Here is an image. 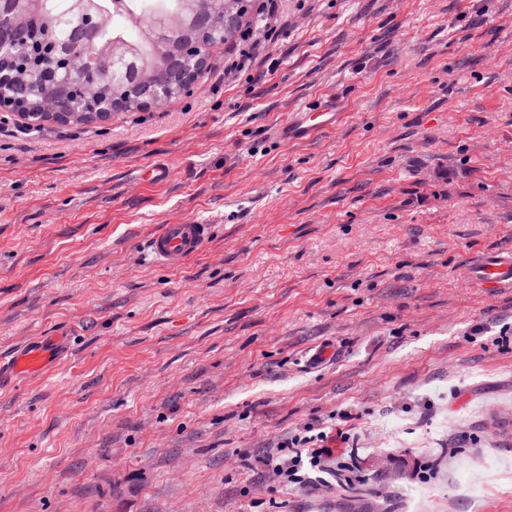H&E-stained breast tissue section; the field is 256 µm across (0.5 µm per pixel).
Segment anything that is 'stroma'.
<instances>
[{
  "label": "stroma",
  "mask_w": 512,
  "mask_h": 512,
  "mask_svg": "<svg viewBox=\"0 0 512 512\" xmlns=\"http://www.w3.org/2000/svg\"><path fill=\"white\" fill-rule=\"evenodd\" d=\"M281 9L261 80L218 47L161 109L0 112V357L71 335L0 382V512H512V287L471 276L512 250V0ZM188 218L207 252L151 265ZM308 423L355 456L269 492L251 457ZM213 234V225L193 220L162 224L147 238V256L155 266L176 269L203 253ZM63 336V334H59L51 336L50 339L32 341L25 350L18 353L7 364V369L18 380L47 373L53 366L55 349H58Z\"/></svg>",
  "instance_id": "obj_1"
}]
</instances>
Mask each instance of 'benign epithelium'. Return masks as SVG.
Masks as SVG:
<instances>
[{"label": "benign epithelium", "instance_id": "benign-epithelium-1", "mask_svg": "<svg viewBox=\"0 0 512 512\" xmlns=\"http://www.w3.org/2000/svg\"><path fill=\"white\" fill-rule=\"evenodd\" d=\"M15 0H0V112L14 113L24 124L32 121H52L59 124L97 123L109 119L112 113L126 109L131 101L143 108H156L170 101L169 88L176 85L178 92L194 93L201 89V79L208 68L210 49L224 44L213 41L215 31L230 38L240 25L242 10L229 5L216 9L206 0L204 5L189 16H177L169 21V30L190 28L199 38L168 46V64L157 69L127 71L115 84L124 92L104 101L100 82L111 67L108 57L97 53L96 37L102 17L82 15L74 25L70 39L54 41L41 39L38 49L43 59L57 70L66 73L61 90L48 92L37 108L30 107L28 99L5 90L11 85V72L18 66V55L8 48L19 43H30L32 35L13 18ZM87 54L93 65L76 75L69 65L73 52Z\"/></svg>", "mask_w": 512, "mask_h": 512}]
</instances>
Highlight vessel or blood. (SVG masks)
Returning a JSON list of instances; mask_svg holds the SVG:
<instances>
[{
	"label": "vessel or blood",
	"instance_id": "1",
	"mask_svg": "<svg viewBox=\"0 0 512 512\" xmlns=\"http://www.w3.org/2000/svg\"><path fill=\"white\" fill-rule=\"evenodd\" d=\"M213 234V225L193 220L164 224L148 236L147 256L155 266L176 269L203 253ZM472 277L487 289L506 282L512 284V250L484 258L473 268ZM59 343L56 336L31 342L11 360L9 371L20 380L47 373L53 366Z\"/></svg>",
	"mask_w": 512,
	"mask_h": 512
}]
</instances>
